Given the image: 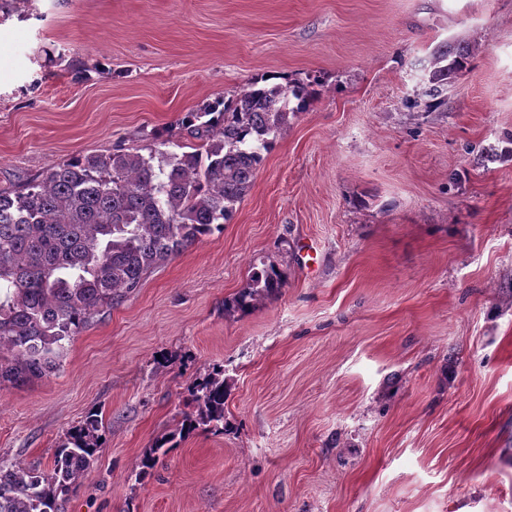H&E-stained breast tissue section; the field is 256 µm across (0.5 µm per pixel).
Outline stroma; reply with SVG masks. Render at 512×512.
Returning <instances> with one entry per match:
<instances>
[{
    "mask_svg": "<svg viewBox=\"0 0 512 512\" xmlns=\"http://www.w3.org/2000/svg\"><path fill=\"white\" fill-rule=\"evenodd\" d=\"M477 44L409 116L439 44ZM316 82L223 230L0 387V459L51 466L98 412L65 512H512V0H30L0 11V189L254 79ZM277 294L224 308L252 269ZM223 365L224 430L181 433ZM177 446L148 475L157 439Z\"/></svg>",
    "mask_w": 512,
    "mask_h": 512,
    "instance_id": "stroma-1",
    "label": "stroma"
}]
</instances>
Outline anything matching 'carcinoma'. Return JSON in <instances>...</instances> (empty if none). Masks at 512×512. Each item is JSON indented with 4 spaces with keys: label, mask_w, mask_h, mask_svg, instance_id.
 Masks as SVG:
<instances>
[{
    "label": "carcinoma",
    "mask_w": 512,
    "mask_h": 512,
    "mask_svg": "<svg viewBox=\"0 0 512 512\" xmlns=\"http://www.w3.org/2000/svg\"><path fill=\"white\" fill-rule=\"evenodd\" d=\"M470 58L459 45H438L424 66L428 88L405 101L409 112L440 111L448 76ZM312 94L308 83L255 80L231 99L184 114L181 130L198 141L190 152L145 155L117 146L0 191V386L56 369L95 314L119 306L153 269L222 228L289 114L305 110ZM282 286V272L265 266L224 307L245 311ZM226 397L219 365L192 390L186 427L224 430ZM101 428L98 414L87 416L47 469L0 462V512H64L101 447Z\"/></svg>",
    "instance_id": "carcinoma-1"
}]
</instances>
